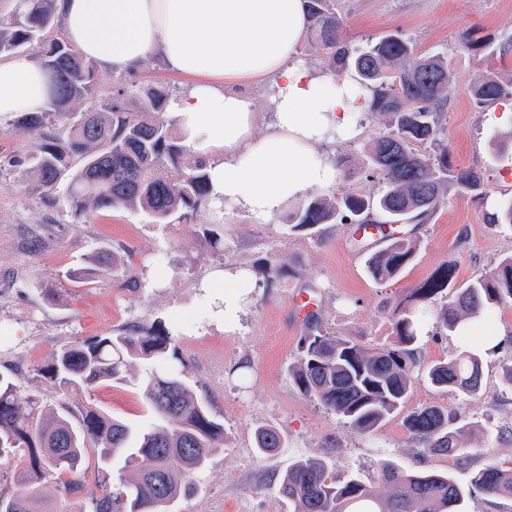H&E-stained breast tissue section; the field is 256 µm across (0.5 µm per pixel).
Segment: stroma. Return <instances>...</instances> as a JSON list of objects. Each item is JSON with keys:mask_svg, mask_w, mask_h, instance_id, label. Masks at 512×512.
Masks as SVG:
<instances>
[{"mask_svg": "<svg viewBox=\"0 0 512 512\" xmlns=\"http://www.w3.org/2000/svg\"><path fill=\"white\" fill-rule=\"evenodd\" d=\"M336 12L345 18L344 35L352 44L398 32L416 52L451 57L456 92L441 116L443 137L456 165L479 168L486 176L483 199L452 186L427 223L393 225L397 237L417 243L414 262L395 281L369 278L366 255L352 244L347 225H324L314 239L291 230L286 212L270 224L235 215L218 225L205 209L192 223L176 225L148 223L141 212L126 208L79 218L65 187L47 196L32 192L16 162L31 153L38 135L16 128L14 117L0 116V376L47 403L64 399L77 410L92 404L145 427L153 416L137 388L103 384L66 396L40 370L62 345L156 323L168 327L185 375L224 426L223 450L195 473L194 493L175 500L169 512H292L279 485L299 457L324 459L339 479H376L379 463L390 461L406 472L449 473L463 486L472 470L512 467V388L502 379L503 365L512 362V305L494 313L496 347L477 344L483 369L477 397L439 389L426 379L427 366L474 344L423 325L410 394L400 412L373 433L351 429L291 380L298 341L307 331L291 300L305 284L317 287L316 316L323 329L369 348L387 347L393 311L440 264L453 262L457 281L464 283L512 254V227L485 220L487 212L512 199V163L498 156L500 126L481 118L471 99L480 76L512 75V53L485 55L464 46L472 30L500 43L512 40V0H336ZM97 80L102 104L121 81L174 91L189 83L157 56L120 73L99 70ZM362 126V138L336 149L335 194L384 188L381 178L367 177L361 160L367 144L386 132V119L367 111ZM211 228L223 235V252L207 246L203 232ZM103 249L116 257L114 267L98 266L79 283L67 278V271ZM216 268H246L256 279L230 332L199 319L206 306L200 282ZM432 404L458 410L473 424L469 464L425 457L415 447L404 419ZM264 425L283 438V448L272 457L254 449L255 432Z\"/></svg>", "mask_w": 512, "mask_h": 512, "instance_id": "1", "label": "stroma"}]
</instances>
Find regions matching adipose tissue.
<instances>
[{
    "label": "adipose tissue",
    "mask_w": 512,
    "mask_h": 512,
    "mask_svg": "<svg viewBox=\"0 0 512 512\" xmlns=\"http://www.w3.org/2000/svg\"><path fill=\"white\" fill-rule=\"evenodd\" d=\"M68 42L116 72L160 55L188 88L168 104L185 142L207 162L211 215L273 221L291 202L338 181L330 148L355 140L369 96L296 57L306 27L303 0H56ZM261 83L270 123L256 135ZM47 80L28 59L0 62V115L41 112ZM222 304L216 320L238 322L251 271L216 269L203 280Z\"/></svg>",
    "instance_id": "obj_1"
}]
</instances>
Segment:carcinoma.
Returning a JSON list of instances; mask_svg holds the SVG:
<instances>
[{
    "mask_svg": "<svg viewBox=\"0 0 512 512\" xmlns=\"http://www.w3.org/2000/svg\"><path fill=\"white\" fill-rule=\"evenodd\" d=\"M308 46L326 67L353 76L369 92L368 111L387 119L388 131L364 151L369 176L379 175L385 189L377 195L351 192L314 197L299 206L292 228L317 237L323 224H422L445 204L448 185L482 193L484 179L476 168H458L443 142L439 110L454 95L452 58L421 55L399 34H387L365 48H352L343 36L344 19L335 0H306ZM0 56L18 55L37 45L40 66L48 75L50 102L40 113L19 117L26 131L44 130L24 160L33 190L44 195L68 172L67 193L75 214L128 207L152 224H188L209 199L206 163L194 158L183 137L163 114L171 92L157 85L122 82L102 107L91 104L97 93L96 65L79 55L59 27L55 0H0ZM469 48L502 55L512 40L494 44L470 37ZM478 111L499 101H512V78L483 75L472 87ZM87 108L75 118L71 105ZM68 116L62 131L52 130L50 117ZM429 145L422 152L419 147ZM78 160V169L72 162ZM489 224H512V202L486 214ZM416 256L410 239L389 238L365 260L376 281L398 279ZM446 302L438 309L433 302ZM512 304V255L488 272L463 284L455 282L451 262L442 264L392 320L391 346L368 349L348 336L324 331L309 322L300 353L289 370L297 389L334 412L352 429L369 434L403 405L412 384L409 362L421 327L434 320L438 334L487 329L493 308ZM135 360L152 369L135 378ZM174 337L162 325L132 334L96 336L63 345L45 375L63 392L87 391L100 384H133L157 419L138 428L92 406L75 416L64 402L46 405L37 394L0 378V466L14 467L15 489L0 491V512H53V500L42 484L56 480L60 499H72L69 512H85L75 504L81 465L88 448L100 461H123L116 489H104L91 512H168L169 504L191 491L192 475L213 452L224 447V425L214 419L178 365ZM431 384L454 388L469 397L482 392V360L466 349L426 369ZM412 441L423 455L469 460V433L458 413L431 405L407 417ZM255 449L270 455L283 447L279 431L264 426L255 432ZM379 483L349 476L334 477L325 461L295 459L279 486L293 512H464L478 491L512 497V469L488 465L460 486L447 473H407L392 462L379 465Z\"/></svg>",
    "mask_w": 512,
    "mask_h": 512,
    "instance_id": "obj_1",
    "label": "carcinoma"
}]
</instances>
